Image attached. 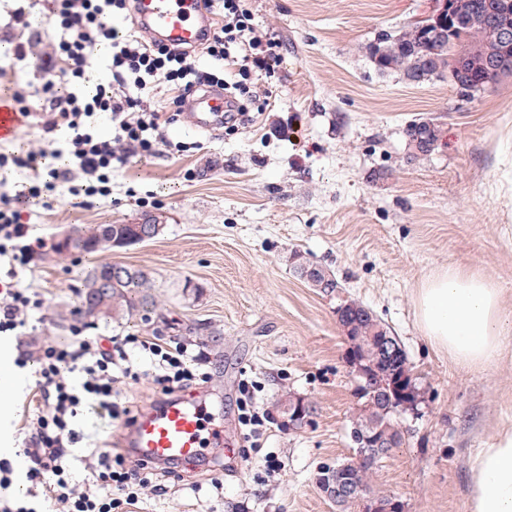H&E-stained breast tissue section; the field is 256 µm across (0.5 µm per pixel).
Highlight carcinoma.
I'll return each mask as SVG.
<instances>
[{"instance_id": "obj_1", "label": "carcinoma", "mask_w": 512, "mask_h": 512, "mask_svg": "<svg viewBox=\"0 0 512 512\" xmlns=\"http://www.w3.org/2000/svg\"><path fill=\"white\" fill-rule=\"evenodd\" d=\"M504 22L512 26V10L505 9L502 0H465L463 11L457 13V20L448 27V40L468 58L466 67L456 75L454 82L460 90H469L472 74L479 65L499 54L497 27ZM374 67L383 74H399L409 82L423 75L430 76L432 80L443 78L448 72V47L427 46L419 33L408 26L390 34V39L381 43V52ZM110 268L109 264H101L88 274L81 294L85 316L118 320L134 315L140 307L144 309L155 305L150 294L152 282L149 275L132 267L123 277L112 280L107 302L95 301L92 288ZM307 284L322 292L339 287L336 278L322 267L319 268V276L308 280ZM339 308L350 315L353 333L360 337L356 345L357 355L366 364L377 363L373 338L390 332V329L368 307L355 300L347 299Z\"/></svg>"}]
</instances>
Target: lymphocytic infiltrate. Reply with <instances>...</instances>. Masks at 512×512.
Returning <instances> with one entry per match:
<instances>
[{
  "label": "lymphocytic infiltrate",
  "instance_id": "lymphocytic-infiltrate-1",
  "mask_svg": "<svg viewBox=\"0 0 512 512\" xmlns=\"http://www.w3.org/2000/svg\"><path fill=\"white\" fill-rule=\"evenodd\" d=\"M218 22L204 43L206 66L189 50L144 37L137 22L127 32L112 25L128 17L131 0H51L47 27L54 44L38 63L40 83H13L8 96L25 127L38 137L23 152H0V263L25 266L41 246L29 226L50 207L58 192L88 205L110 196L112 171L135 156H154L167 140L161 130L164 111L182 112L188 96L202 88L224 87L238 114L258 102L255 82L279 61L275 39L255 37L243 0H204ZM237 79L226 83L224 69ZM169 85L166 110L148 105L142 93L155 82ZM110 113L112 133L101 137L97 117ZM39 293L19 283L0 297V334L27 338L35 329L33 314L42 310ZM77 321L66 341H46L23 350L19 362L34 374L32 416L22 427L25 495L6 496L13 484L10 468L0 464V512H114L136 505L152 481L140 468L127 465L124 453L88 436L90 451L75 455L72 446L91 411L109 421L128 418L118 386L135 375L137 353H146L160 392L172 396L190 389L209 358L200 346L181 340L160 341L127 336L109 344L87 335ZM83 466L86 482L70 484L68 472Z\"/></svg>",
  "mask_w": 512,
  "mask_h": 512
}]
</instances>
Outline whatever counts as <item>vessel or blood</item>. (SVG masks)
Instances as JSON below:
<instances>
[{
    "label": "vessel or blood",
    "instance_id": "1",
    "mask_svg": "<svg viewBox=\"0 0 512 512\" xmlns=\"http://www.w3.org/2000/svg\"><path fill=\"white\" fill-rule=\"evenodd\" d=\"M136 15L148 34L166 43L192 47L204 42L211 17L201 0H136ZM189 110L197 128H210L222 116L227 102L222 92L205 90L194 95ZM21 119L14 106L0 98V139L11 136ZM205 403L162 399L142 410L124 430L121 443L135 464L190 462L203 454L205 438L222 439V427H207Z\"/></svg>",
    "mask_w": 512,
    "mask_h": 512
}]
</instances>
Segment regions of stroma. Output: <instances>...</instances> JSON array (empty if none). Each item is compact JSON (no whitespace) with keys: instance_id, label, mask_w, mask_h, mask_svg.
<instances>
[{"instance_id":"obj_1","label":"stroma","mask_w":512,"mask_h":512,"mask_svg":"<svg viewBox=\"0 0 512 512\" xmlns=\"http://www.w3.org/2000/svg\"><path fill=\"white\" fill-rule=\"evenodd\" d=\"M258 33L280 44L251 121L209 131L188 114L167 126L184 152L132 158L112 195L87 208L60 201L31 233L42 246L23 278L45 299L40 335H70L88 271L122 264L147 272L158 306L150 323L98 320L94 333L177 337L209 354L194 393L221 405L239 445L210 447L207 467L152 476L135 512H336L317 485L322 466L352 453L355 383L336 317L353 299L404 346L421 404L400 420L402 441L370 478L404 512H469L470 458L512 431V338L482 370L454 365L417 318L424 281L456 268L502 289L512 312V74L462 94L449 79L411 84L378 73L369 47L420 16L426 0H246ZM41 0L28 22L0 17V47L34 53L4 83L37 82L50 52ZM438 124L435 149L414 156L405 129ZM160 213L155 239L58 254L64 233ZM331 272L338 289L311 288L291 255ZM265 416L259 447L240 419L241 384ZM304 399L311 423L289 430L282 405ZM223 486L215 490L212 478Z\"/></svg>"}]
</instances>
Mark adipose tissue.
<instances>
[{"label":"adipose tissue","mask_w":512,"mask_h":512,"mask_svg":"<svg viewBox=\"0 0 512 512\" xmlns=\"http://www.w3.org/2000/svg\"><path fill=\"white\" fill-rule=\"evenodd\" d=\"M418 322L430 343L446 350L454 364L475 369L492 365L512 322L500 288L474 273L448 269L426 280L417 296ZM25 381L13 364L9 339H0V456H14L8 444L9 401ZM470 512H512V434L477 451L470 465Z\"/></svg>","instance_id":"1"}]
</instances>
